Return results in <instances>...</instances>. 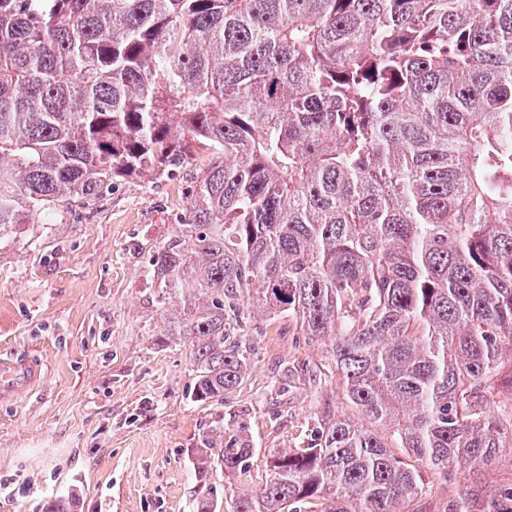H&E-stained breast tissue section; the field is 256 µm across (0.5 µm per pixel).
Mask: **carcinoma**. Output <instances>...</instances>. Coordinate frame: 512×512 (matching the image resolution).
Segmentation results:
<instances>
[{"mask_svg":"<svg viewBox=\"0 0 512 512\" xmlns=\"http://www.w3.org/2000/svg\"><path fill=\"white\" fill-rule=\"evenodd\" d=\"M211 160L150 252L195 397L245 379V307L331 341L348 418L232 512H416L512 443V0H0V240L32 206ZM255 449L205 439L195 468ZM443 512H512V487Z\"/></svg>","mask_w":512,"mask_h":512,"instance_id":"obj_1","label":"carcinoma"}]
</instances>
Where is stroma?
I'll use <instances>...</instances> for the list:
<instances>
[{
	"mask_svg": "<svg viewBox=\"0 0 512 512\" xmlns=\"http://www.w3.org/2000/svg\"><path fill=\"white\" fill-rule=\"evenodd\" d=\"M209 153L179 169L113 180L96 195L31 210L0 240V359L42 364L34 391L0 398V512H196L203 438L249 442L245 470L210 483L230 512L260 489L279 448L321 425L362 422L337 388L328 343L250 308L254 354L224 403L196 400L188 347L166 326L149 251L176 234Z\"/></svg>",
	"mask_w": 512,
	"mask_h": 512,
	"instance_id": "obj_1",
	"label": "stroma"
}]
</instances>
